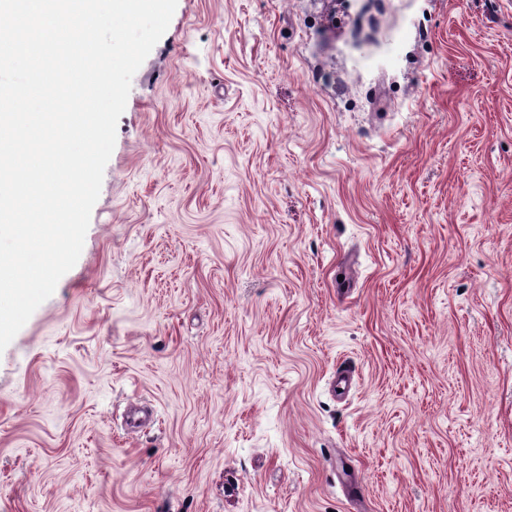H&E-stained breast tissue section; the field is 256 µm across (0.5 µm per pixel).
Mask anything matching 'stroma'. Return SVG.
I'll list each match as a JSON object with an SVG mask.
<instances>
[{
  "mask_svg": "<svg viewBox=\"0 0 512 512\" xmlns=\"http://www.w3.org/2000/svg\"><path fill=\"white\" fill-rule=\"evenodd\" d=\"M0 512H512V0H178Z\"/></svg>",
  "mask_w": 512,
  "mask_h": 512,
  "instance_id": "obj_1",
  "label": "stroma"
}]
</instances>
